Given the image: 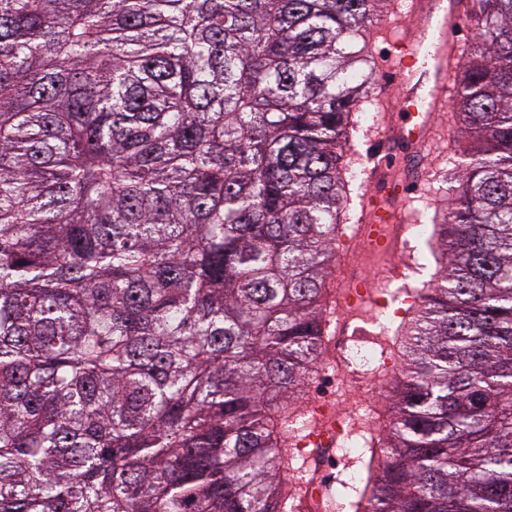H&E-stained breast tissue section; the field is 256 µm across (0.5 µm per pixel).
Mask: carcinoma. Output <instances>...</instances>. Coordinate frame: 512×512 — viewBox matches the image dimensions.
Returning a JSON list of instances; mask_svg holds the SVG:
<instances>
[{
	"instance_id": "obj_1",
	"label": "carcinoma",
	"mask_w": 512,
	"mask_h": 512,
	"mask_svg": "<svg viewBox=\"0 0 512 512\" xmlns=\"http://www.w3.org/2000/svg\"><path fill=\"white\" fill-rule=\"evenodd\" d=\"M389 0H0V512H288ZM349 512H512V0Z\"/></svg>"
}]
</instances>
